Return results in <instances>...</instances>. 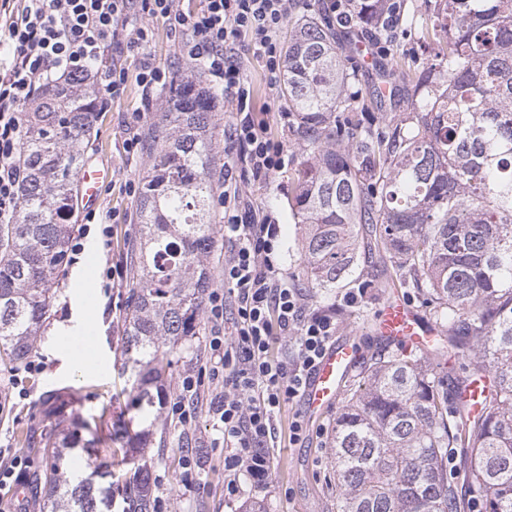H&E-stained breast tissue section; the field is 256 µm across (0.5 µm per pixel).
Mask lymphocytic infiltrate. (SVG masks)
Listing matches in <instances>:
<instances>
[{
	"label": "lymphocytic infiltrate",
	"mask_w": 512,
	"mask_h": 512,
	"mask_svg": "<svg viewBox=\"0 0 512 512\" xmlns=\"http://www.w3.org/2000/svg\"><path fill=\"white\" fill-rule=\"evenodd\" d=\"M293 0H0V24L11 47L0 62V224L13 223L25 171L20 153V108L56 75L92 78L102 105L136 81L145 100L173 81L169 69L144 53L149 21L167 18L180 60L199 68L224 96L234 118L224 132V192L215 208L224 237V285L211 289V325L204 365L182 379L171 413L184 425L210 385L212 428L226 455L224 468L254 481L269 475L268 448L276 441L283 406L297 404L306 381L335 340L336 312L309 305L284 274L281 227L255 204L246 185H264L288 165V150L266 119L252 110L243 61L264 67L270 87L284 74L281 35ZM135 67H128L129 56Z\"/></svg>",
	"instance_id": "1"
}]
</instances>
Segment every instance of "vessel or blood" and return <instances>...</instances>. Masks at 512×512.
Returning <instances> with one entry per match:
<instances>
[{
    "label": "vessel or blood",
    "instance_id": "vessel-or-blood-1",
    "mask_svg": "<svg viewBox=\"0 0 512 512\" xmlns=\"http://www.w3.org/2000/svg\"><path fill=\"white\" fill-rule=\"evenodd\" d=\"M110 175V169L105 166L82 168L79 178L86 201L96 200ZM374 332L381 342L401 343L422 351L429 350L440 334L435 323L425 320L397 291L389 294L379 309ZM359 355V346L351 338L338 339L326 351L311 374L303 395V414L307 420L318 419L337 401Z\"/></svg>",
    "mask_w": 512,
    "mask_h": 512
}]
</instances>
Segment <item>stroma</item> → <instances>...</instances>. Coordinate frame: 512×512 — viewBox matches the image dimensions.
Segmentation results:
<instances>
[{
  "instance_id": "obj_1",
  "label": "stroma",
  "mask_w": 512,
  "mask_h": 512,
  "mask_svg": "<svg viewBox=\"0 0 512 512\" xmlns=\"http://www.w3.org/2000/svg\"><path fill=\"white\" fill-rule=\"evenodd\" d=\"M429 26L424 0H401V21L390 45L391 55L383 60L384 72L361 65L351 81L359 92V118L363 124L382 125L407 112L410 86L396 62L406 58L416 70L428 65ZM245 68L254 90L255 109L265 112L272 134L288 147L287 171L257 190L255 196L282 226L283 267L292 275L300 258V232L291 220L288 200L301 151L289 128L279 122V113L287 109L281 89L269 88L264 70L255 59H246ZM382 77L391 86L385 97L377 94ZM163 106L160 96L154 97L152 103H144L140 88L132 84L113 101L111 109L99 113L86 158L88 163L111 167L113 183L102 187L94 204L79 200L76 215L81 218L87 209H94L102 215V224L112 225V237L103 238L102 224L92 225L82 253L66 266L51 316L41 329L34 353L42 363L41 370L29 373L23 365L0 362V453L28 459V468L18 477L27 485H34L52 462L44 452L46 440L71 430L73 421L79 418L93 419L98 424L94 460L115 462L122 456L114 434L119 423L131 415L132 383L120 369L128 287L107 286L104 271L115 259L129 267L137 262L133 248L136 201L116 190L115 185L127 179H141L147 164H127L123 150L125 123L137 112L152 118ZM385 273L380 257L369 260L363 267V279L371 284L365 303L339 312V336L361 337L367 357L379 346L373 334V316L386 294L381 286ZM209 334V324L200 322L198 334L171 352L169 398L179 395L183 374L205 361ZM208 404V395H201L196 421L189 428L170 414L161 415L155 434L157 443L147 450L154 512H242L244 504L258 500L263 501L267 512H332L336 487L329 481L326 442L335 410H328L321 419L310 423L307 440L297 446L288 440L295 409L284 406L277 420L278 438L271 450L273 466L269 477L259 484L240 475L242 491L230 499L224 495V451L211 445L215 433ZM187 445L195 449L201 464L200 470L192 474L183 465L182 450Z\"/></svg>"
}]
</instances>
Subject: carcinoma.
Here are the masks:
<instances>
[{
    "instance_id": "cac0c4a2",
    "label": "carcinoma",
    "mask_w": 512,
    "mask_h": 512,
    "mask_svg": "<svg viewBox=\"0 0 512 512\" xmlns=\"http://www.w3.org/2000/svg\"><path fill=\"white\" fill-rule=\"evenodd\" d=\"M355 21L376 26L388 0H352ZM435 62L411 77L409 112L373 129L351 120L355 65L336 51L330 24L300 20L286 48L282 96L302 161L291 215L303 226L296 277L313 295L362 271L372 246L388 282L411 288L441 329L427 353L384 346L336 412L327 439L335 512H465L448 478L462 462L475 512H512V0H425ZM219 95L197 77L176 79L141 131L148 168L136 202L137 266L123 320L121 369L133 381L138 429L120 436L123 481L112 464L64 466V448L90 452L73 431L46 447L48 512H103L121 490L122 512H149L140 462L166 395L168 352L197 334L220 240L211 224L220 143ZM97 94L46 87L24 115L26 180L13 224H0V359L24 362L56 300L78 202ZM454 351L464 366L445 361ZM496 379L483 409L460 398Z\"/></svg>"
}]
</instances>
